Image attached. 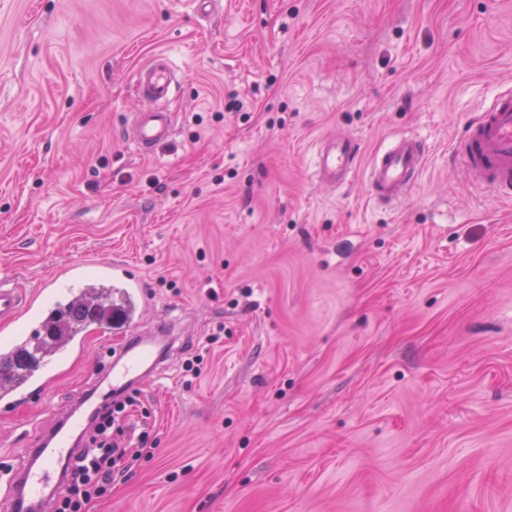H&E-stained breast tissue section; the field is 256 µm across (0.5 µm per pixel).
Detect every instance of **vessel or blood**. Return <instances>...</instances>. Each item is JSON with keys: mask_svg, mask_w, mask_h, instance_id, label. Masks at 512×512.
<instances>
[{"mask_svg": "<svg viewBox=\"0 0 512 512\" xmlns=\"http://www.w3.org/2000/svg\"><path fill=\"white\" fill-rule=\"evenodd\" d=\"M135 78L138 95L158 104L157 109L136 113L127 128L131 145L145 154L172 134V115L163 103L176 93L178 80L162 52L141 65ZM358 155V143L351 137L323 139L317 149L318 183L335 187L346 183L355 172ZM452 155L475 186L492 188L500 199H512V90L499 93L475 113L465 133L454 142ZM426 160L424 141L412 135L395 138L372 161L369 184L373 197L386 203L400 200L422 175ZM95 269L100 283L111 286V294L121 298L126 317L142 313L143 291L124 265L100 260ZM85 274V262L75 261L59 275L54 305L71 310L64 320L67 337L63 340L53 337L55 322L44 312L41 296L23 293L11 275L0 276V327L9 331L0 340L1 408L18 410L33 397L44 395L62 366L84 348L90 332L111 335V326L99 322L102 310L110 306V294H86L81 288ZM149 358L143 343L123 346L87 390L85 401L98 410L109 405L140 379ZM87 426L86 420L72 414L61 418L57 428L30 449L28 463L0 480L6 490L7 512H25L27 502L40 499L56 483L58 463L74 456L75 439L84 435Z\"/></svg>", "mask_w": 512, "mask_h": 512, "instance_id": "vessel-or-blood-1", "label": "vessel or blood"}]
</instances>
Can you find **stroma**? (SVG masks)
I'll return each instance as SVG.
<instances>
[{
  "instance_id": "stroma-1",
  "label": "stroma",
  "mask_w": 512,
  "mask_h": 512,
  "mask_svg": "<svg viewBox=\"0 0 512 512\" xmlns=\"http://www.w3.org/2000/svg\"><path fill=\"white\" fill-rule=\"evenodd\" d=\"M157 51L174 134L141 155ZM511 87L512 0H0V269L37 293L110 258L149 298L0 412V467L160 335L126 420L151 452L91 512H512V203L450 154ZM336 134L360 160L330 189ZM401 134L428 160L385 204L369 165ZM139 96L154 102H165L177 91L178 80L169 57L163 52L153 54L135 74ZM358 155V143L349 136L323 139L317 149V182L335 187L343 185L354 174Z\"/></svg>"
}]
</instances>
